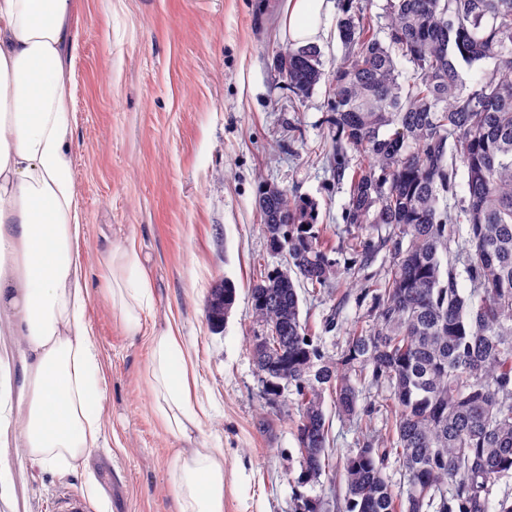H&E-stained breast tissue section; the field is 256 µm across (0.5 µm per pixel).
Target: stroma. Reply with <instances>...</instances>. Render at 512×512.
<instances>
[{
    "instance_id": "stroma-1",
    "label": "stroma",
    "mask_w": 512,
    "mask_h": 512,
    "mask_svg": "<svg viewBox=\"0 0 512 512\" xmlns=\"http://www.w3.org/2000/svg\"><path fill=\"white\" fill-rule=\"evenodd\" d=\"M77 49L67 63L85 318L104 367L101 435L85 459L51 469L8 450L12 495L0 512H56L61 493L88 512H171L169 466L186 443L162 424L151 391L149 339L123 328L109 286V246L135 243L154 307L146 327L174 322L206 412L195 438L224 451V512H296L299 497L345 512L341 470L363 434L387 433L385 384H360L361 416L339 418L331 397L329 469L301 482L293 388L268 398L249 342L253 283L288 257L271 255L258 207L261 184L311 203L335 274L300 290V319L323 353L340 359L350 333L370 329L371 287L393 263L389 228L351 224L353 167L336 174L328 80L347 54L337 27L320 46L326 79L290 92L277 60L289 46L286 0H71ZM370 241L361 263L355 249ZM231 283L223 324L206 318L213 288Z\"/></svg>"
}]
</instances>
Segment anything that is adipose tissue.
Masks as SVG:
<instances>
[{"label":"adipose tissue","instance_id":"1","mask_svg":"<svg viewBox=\"0 0 512 512\" xmlns=\"http://www.w3.org/2000/svg\"><path fill=\"white\" fill-rule=\"evenodd\" d=\"M334 11V0H287L289 40L322 44ZM75 48L71 0H0V316L23 339L15 363H0V453L19 440L42 467L89 454L102 412L67 148L65 61ZM109 260L125 330L142 335L153 296L140 257L119 247ZM151 383L158 416L188 437L202 414L174 324L152 339ZM171 478L172 512H224L222 452L180 451Z\"/></svg>","mask_w":512,"mask_h":512}]
</instances>
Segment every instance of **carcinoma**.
Listing matches in <instances>:
<instances>
[{"mask_svg":"<svg viewBox=\"0 0 512 512\" xmlns=\"http://www.w3.org/2000/svg\"><path fill=\"white\" fill-rule=\"evenodd\" d=\"M367 9L345 0L338 32L349 53L328 105L337 168L349 149L362 161L350 223L393 229L375 324L353 334L342 363L324 356L300 320L298 288L326 285L335 262L312 207L266 184L258 206L269 251H288L290 270L276 267L251 288L254 321L276 330L270 347L253 337L251 353L267 394L295 388L310 480L325 468L324 389L342 416L357 413L365 375L390 390L392 437H367L343 466L347 512H487L493 485L512 474V0H386L387 45ZM394 48L413 65L405 85ZM279 73L295 96L308 95L322 77L320 52L288 48ZM449 195L457 205L440 206ZM452 236L467 292L443 268ZM233 302L230 284L213 290L209 320L223 323ZM392 454L404 495L384 473Z\"/></svg>","mask_w":512,"mask_h":512,"instance_id":"cac0c4a2","label":"carcinoma"}]
</instances>
